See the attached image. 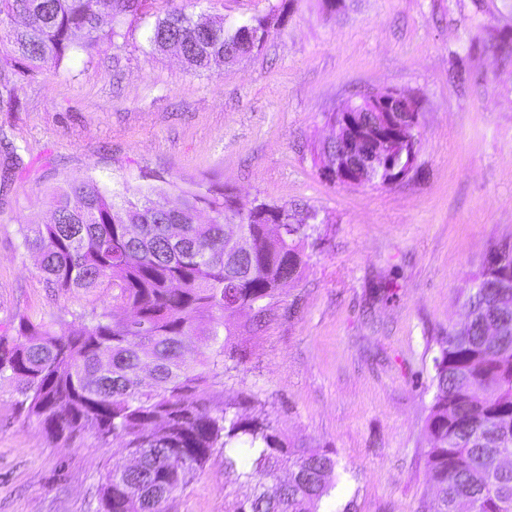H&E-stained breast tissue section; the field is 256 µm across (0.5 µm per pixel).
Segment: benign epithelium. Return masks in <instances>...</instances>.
<instances>
[{
    "label": "benign epithelium",
    "instance_id": "benign-epithelium-1",
    "mask_svg": "<svg viewBox=\"0 0 512 512\" xmlns=\"http://www.w3.org/2000/svg\"><path fill=\"white\" fill-rule=\"evenodd\" d=\"M359 112H380L382 122H363ZM418 103L397 92L370 95L359 103H350L334 112L329 123L332 139L340 142L343 153L326 172L340 184L352 182L359 168L389 169L393 149L403 146L409 151L408 165L391 174L388 183L406 177L413 168L418 143Z\"/></svg>",
    "mask_w": 512,
    "mask_h": 512
}]
</instances>
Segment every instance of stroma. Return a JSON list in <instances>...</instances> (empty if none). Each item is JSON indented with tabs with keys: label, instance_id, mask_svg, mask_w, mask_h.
I'll return each instance as SVG.
<instances>
[{
	"label": "stroma",
	"instance_id": "1",
	"mask_svg": "<svg viewBox=\"0 0 512 512\" xmlns=\"http://www.w3.org/2000/svg\"><path fill=\"white\" fill-rule=\"evenodd\" d=\"M174 9L265 17L258 49L210 72L150 54L145 34ZM113 42L66 68L19 74L0 112V321L77 309L54 295L19 227L46 223L52 193L91 175L131 187L217 185L241 212L267 203L315 213L299 280L254 322L246 363L220 398L253 395L294 444L335 451L323 512H421L436 343L466 319L462 288L490 246L512 239V0H143ZM393 91L417 100L414 168L393 185L348 186L317 152L343 104ZM0 382V512H87L120 459L93 432L50 442ZM215 451L170 512H224Z\"/></svg>",
	"mask_w": 512,
	"mask_h": 512
}]
</instances>
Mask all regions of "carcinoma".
Returning <instances> with one entry per match:
<instances>
[{"instance_id": "obj_1", "label": "carcinoma", "mask_w": 512, "mask_h": 512, "mask_svg": "<svg viewBox=\"0 0 512 512\" xmlns=\"http://www.w3.org/2000/svg\"><path fill=\"white\" fill-rule=\"evenodd\" d=\"M142 0H0V57L30 69L58 70L118 36L105 20L135 14ZM268 20L226 22L173 10L150 27L153 52L177 45L187 70L208 71L260 46ZM16 71L0 66V109L12 97ZM10 145L3 178L21 165ZM383 169L360 170L359 186L384 184ZM220 188L168 192L148 185L112 191L87 176L53 194L47 224H22V245L54 294L84 300L72 320H35L15 313L0 324V380L16 383V406L57 441L91 430L138 458L113 465L91 512H170L213 452L224 450V474L250 487L224 512H319L338 462L326 448L288 444L268 417H250L216 402L226 360L243 363L231 319L261 315L282 286L299 277L317 232L315 214L260 203L239 223L248 251H225L227 212ZM212 213L205 224L198 213ZM284 219L283 235L270 222ZM467 320L438 339L433 401L425 428L430 483L422 512H512V242L491 245L462 289ZM205 350L189 363L188 336Z\"/></svg>"}]
</instances>
